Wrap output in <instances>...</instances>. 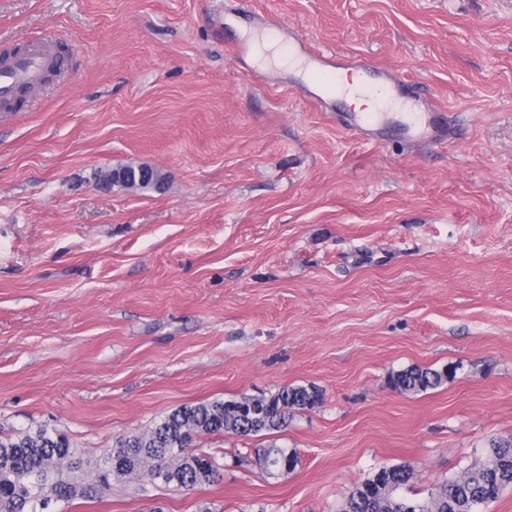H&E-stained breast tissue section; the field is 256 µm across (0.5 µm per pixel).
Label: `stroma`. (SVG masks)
<instances>
[{
    "instance_id": "obj_1",
    "label": "stroma",
    "mask_w": 512,
    "mask_h": 512,
    "mask_svg": "<svg viewBox=\"0 0 512 512\" xmlns=\"http://www.w3.org/2000/svg\"><path fill=\"white\" fill-rule=\"evenodd\" d=\"M265 17L404 81L452 137L349 130L234 52ZM43 36L66 74L0 111V433L65 434L92 484L179 406L323 395L264 436H194L216 484L113 478L68 512H338L404 464L422 500L512 435V0H0V50ZM126 164L167 180L96 188ZM413 364L458 371L393 392ZM270 443L294 471L255 464ZM255 454L259 468L267 475L276 477L284 473H290L298 465V456L293 449L281 448L275 444L268 447L255 448ZM263 459L264 465L261 466Z\"/></svg>"
}]
</instances>
